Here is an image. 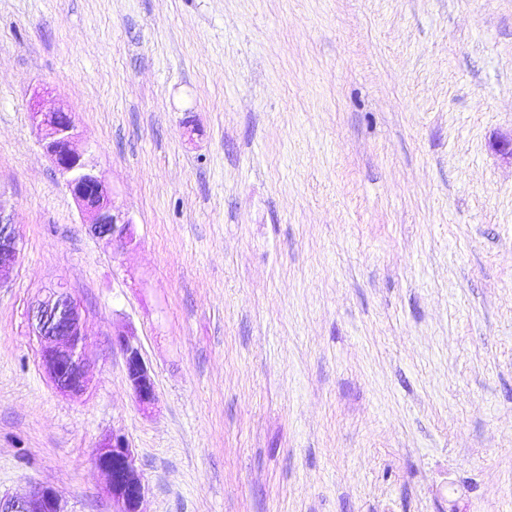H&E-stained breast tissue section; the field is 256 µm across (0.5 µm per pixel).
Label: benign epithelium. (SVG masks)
<instances>
[{
  "label": "benign epithelium",
  "instance_id": "benign-epithelium-1",
  "mask_svg": "<svg viewBox=\"0 0 512 512\" xmlns=\"http://www.w3.org/2000/svg\"><path fill=\"white\" fill-rule=\"evenodd\" d=\"M44 150L66 179L84 223L108 242H133L132 221L115 205L112 189L87 152L75 146L77 134L71 112L62 107L33 115ZM18 236L11 219L0 211V281L17 264ZM33 333L42 343V362L54 386L62 393L81 395L87 389L91 363L85 353L84 316L68 287L59 282L37 299L28 312ZM125 361L128 381L139 407L155 405L152 371L131 333L112 338ZM93 461L107 479L114 512H144L146 486L133 448L125 435L114 432L95 450ZM0 512H65L60 495L51 487L35 486L24 496L0 494Z\"/></svg>",
  "mask_w": 512,
  "mask_h": 512
}]
</instances>
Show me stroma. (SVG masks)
<instances>
[{
    "mask_svg": "<svg viewBox=\"0 0 512 512\" xmlns=\"http://www.w3.org/2000/svg\"><path fill=\"white\" fill-rule=\"evenodd\" d=\"M57 106L134 246L44 153ZM511 140L512 0H0V493L112 512L117 431L145 512H512ZM59 282L79 396L28 324ZM19 255L15 225L0 209V281L17 264ZM28 320L32 332L42 343V362L51 382L62 393L83 394L91 363L85 353L83 311L68 287L59 282L47 290L29 309ZM64 360L76 368L75 382L61 377L60 367ZM112 344L119 346L125 361L128 381L133 390L135 400L139 407L148 410L155 405L157 395L152 371L146 363L140 346L132 339L127 331L112 334ZM93 461L107 479L114 512H145L146 486L125 435L112 432L95 450Z\"/></svg>",
    "mask_w": 512,
    "mask_h": 512,
    "instance_id": "obj_1",
    "label": "stroma"
}]
</instances>
